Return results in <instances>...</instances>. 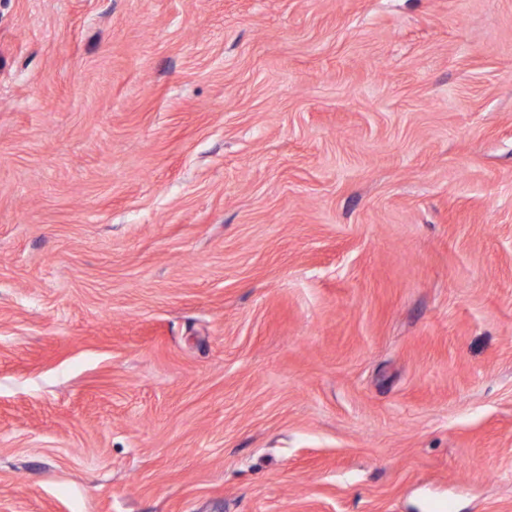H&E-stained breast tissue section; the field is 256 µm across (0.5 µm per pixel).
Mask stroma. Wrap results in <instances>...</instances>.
Returning <instances> with one entry per match:
<instances>
[{
	"mask_svg": "<svg viewBox=\"0 0 512 512\" xmlns=\"http://www.w3.org/2000/svg\"><path fill=\"white\" fill-rule=\"evenodd\" d=\"M0 512H512V0H0Z\"/></svg>",
	"mask_w": 512,
	"mask_h": 512,
	"instance_id": "obj_1",
	"label": "stroma"
}]
</instances>
